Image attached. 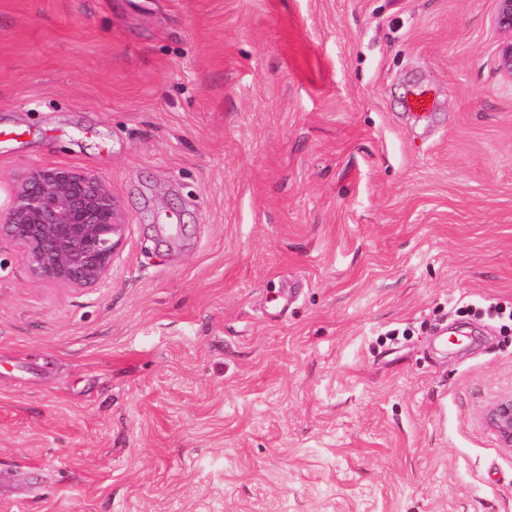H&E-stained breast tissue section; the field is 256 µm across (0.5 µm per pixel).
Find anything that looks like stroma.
Segmentation results:
<instances>
[{
  "label": "stroma",
  "mask_w": 512,
  "mask_h": 512,
  "mask_svg": "<svg viewBox=\"0 0 512 512\" xmlns=\"http://www.w3.org/2000/svg\"><path fill=\"white\" fill-rule=\"evenodd\" d=\"M494 12L0 0V201L67 166L126 226L89 288L0 240V512H512ZM405 106L409 115L417 120L426 119L430 115L433 99L429 92L420 87H412L406 93ZM483 423L492 429L505 448L512 449V396L488 404L481 413Z\"/></svg>",
  "instance_id": "obj_1"
}]
</instances>
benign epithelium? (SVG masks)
<instances>
[{
  "label": "benign epithelium",
  "instance_id": "1",
  "mask_svg": "<svg viewBox=\"0 0 512 512\" xmlns=\"http://www.w3.org/2000/svg\"><path fill=\"white\" fill-rule=\"evenodd\" d=\"M495 2L494 24L511 35L498 50L497 68L512 80V0ZM124 228L110 190L97 177L62 166L27 173L0 215V235L20 249L35 280L69 287L105 279ZM481 420L512 449L511 395L488 404Z\"/></svg>",
  "mask_w": 512,
  "mask_h": 512
}]
</instances>
